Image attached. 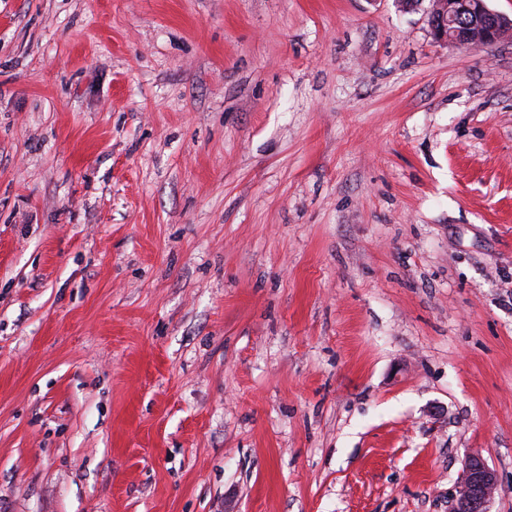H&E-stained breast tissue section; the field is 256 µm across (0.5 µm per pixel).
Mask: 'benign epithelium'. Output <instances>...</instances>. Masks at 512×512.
<instances>
[{
	"instance_id": "7a95c632",
	"label": "benign epithelium",
	"mask_w": 512,
	"mask_h": 512,
	"mask_svg": "<svg viewBox=\"0 0 512 512\" xmlns=\"http://www.w3.org/2000/svg\"><path fill=\"white\" fill-rule=\"evenodd\" d=\"M429 18L437 39L463 48L494 44L512 30V19L491 10L487 0H436ZM497 486L496 473L482 456L468 455L452 512H491Z\"/></svg>"
}]
</instances>
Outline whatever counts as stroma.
<instances>
[{"label":"stroma","mask_w":512,"mask_h":512,"mask_svg":"<svg viewBox=\"0 0 512 512\" xmlns=\"http://www.w3.org/2000/svg\"><path fill=\"white\" fill-rule=\"evenodd\" d=\"M429 0H0V512H512V33ZM429 18L437 39L463 48L494 44L512 30V19L491 10L486 0H438ZM498 486L496 473L479 454H470L464 460L463 476L455 493V504L450 512H492Z\"/></svg>","instance_id":"stroma-1"}]
</instances>
